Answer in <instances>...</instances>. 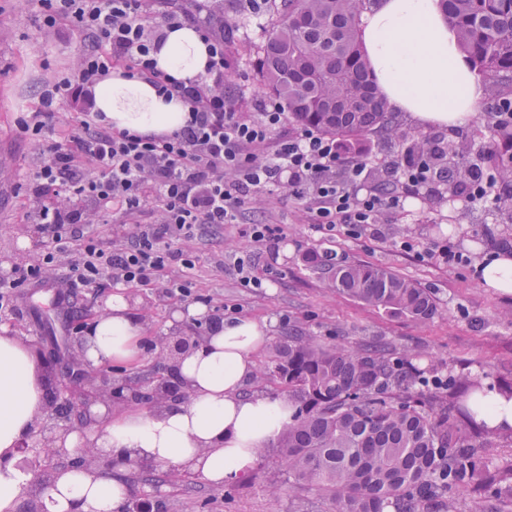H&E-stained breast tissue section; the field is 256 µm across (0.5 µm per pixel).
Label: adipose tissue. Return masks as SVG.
<instances>
[{"label": "adipose tissue", "mask_w": 512, "mask_h": 512, "mask_svg": "<svg viewBox=\"0 0 512 512\" xmlns=\"http://www.w3.org/2000/svg\"><path fill=\"white\" fill-rule=\"evenodd\" d=\"M359 38L390 108L410 113L421 125H464L480 112L483 91L442 0H377L362 13ZM153 57L158 70L181 80L205 75L209 59L204 37L189 25L167 29ZM92 105L107 126L141 134L173 133L189 113L182 101L159 97L148 80L119 70L94 87ZM476 271L486 287L512 293L511 252L489 251ZM145 334L130 294L116 289L86 331V358L95 365H137ZM267 340L265 326L251 319L215 326L176 368L189 399L157 412L97 408L98 447L118 460L146 459L217 486L234 483L294 419L290 401L242 393ZM43 407L44 387L30 346L0 327V512H17L32 480L18 467L17 450ZM129 494L122 471L89 473L74 464L59 476L46 505L49 512H123Z\"/></svg>", "instance_id": "adipose-tissue-1"}]
</instances>
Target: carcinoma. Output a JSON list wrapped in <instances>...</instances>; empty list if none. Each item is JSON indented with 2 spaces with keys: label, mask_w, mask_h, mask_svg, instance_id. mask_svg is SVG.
I'll return each mask as SVG.
<instances>
[{
  "label": "carcinoma",
  "mask_w": 512,
  "mask_h": 512,
  "mask_svg": "<svg viewBox=\"0 0 512 512\" xmlns=\"http://www.w3.org/2000/svg\"><path fill=\"white\" fill-rule=\"evenodd\" d=\"M272 2L277 25L261 48L259 76L288 123L344 142L393 135L359 40L370 0ZM445 8L473 67L495 94L512 96V0H445ZM499 136L511 147L497 154L494 169L512 198V129ZM466 166L442 168L433 179L457 187ZM329 272L338 293L363 304L422 324L438 313L429 291L385 267L331 263ZM255 382L288 391L296 415L279 440L282 464L295 486L318 491L332 512H453L448 493L462 487L512 498V481L450 421L448 396L478 397V380L443 379L381 342L350 349L296 331L274 346Z\"/></svg>",
  "instance_id": "1"
}]
</instances>
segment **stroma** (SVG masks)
Returning a JSON list of instances; mask_svg holds the SVG:
<instances>
[{
    "instance_id": "obj_1",
    "label": "stroma",
    "mask_w": 512,
    "mask_h": 512,
    "mask_svg": "<svg viewBox=\"0 0 512 512\" xmlns=\"http://www.w3.org/2000/svg\"><path fill=\"white\" fill-rule=\"evenodd\" d=\"M40 0H0V260L27 264L42 250L33 224L26 218V197L52 141L56 120L71 117L85 89L58 100L52 118L41 132L24 130L23 114L36 111L46 85L69 77L74 60L93 46L90 34L66 20L48 24ZM277 24L272 10L245 17L237 0H224L214 31L228 29L235 62L225 76L228 90L240 94L247 106L269 95L257 76L260 48ZM495 97L486 91V109L461 127L422 126L404 113H393L395 137L373 134L360 139L364 159L398 160L400 140L426 136L466 148L468 157L484 153L495 142L488 112ZM504 203H454L446 185L408 197L403 209L388 212L377 238L350 235L344 227L316 231L302 206L279 191L268 192L262 208L244 207L238 224L221 228L201 226L194 247L199 256L190 296L179 298L146 288L133 292L134 313L149 336H193L206 330L210 317H248L273 322L271 341L302 329L322 342L355 347L373 336L386 337L396 351L408 350L421 369L445 376L467 374L490 384L512 380V294L486 287L475 263L489 249L512 247V224L503 219ZM278 224L284 238L274 251L256 249L240 238L239 224ZM409 236L413 252L401 251L394 241ZM453 243L471 259L470 266L448 268L428 259L434 246ZM331 254L336 261L386 267L428 289L438 314L420 324L362 304L332 288L327 271L311 255ZM247 258L262 288L241 287L232 268L237 257ZM75 253L62 257L52 282H30L16 289L9 305L0 309V324L10 327L29 346L44 345L55 336L66 346L78 314L96 316L105 309L111 287L64 289L63 282ZM278 498H271V488ZM164 512H327L329 504L315 490L293 487L281 464L280 450L267 448L252 468L230 486L216 487L201 478L177 487L161 486L157 494Z\"/></svg>"
}]
</instances>
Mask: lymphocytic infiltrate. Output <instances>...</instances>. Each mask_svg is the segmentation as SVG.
<instances>
[{
    "label": "lymphocytic infiltrate",
    "instance_id": "lymphocytic-infiltrate-1",
    "mask_svg": "<svg viewBox=\"0 0 512 512\" xmlns=\"http://www.w3.org/2000/svg\"><path fill=\"white\" fill-rule=\"evenodd\" d=\"M42 4L48 22L73 20L97 46L75 60L70 78L45 91L40 111L28 120L33 130L42 129V113L71 85L94 86L119 66L147 78L164 100L185 102L190 112L181 130L164 135L118 131L88 111L78 123L59 124L30 199L44 250L33 263L0 273V308L16 288L47 280L49 269L73 248L80 258L69 268L70 289L97 288L106 281L129 288L166 282L186 296L194 286L192 241L198 226L237 223L242 207L260 204L267 187L300 201L318 230L342 225L359 236L373 231L386 211L402 208L407 191L428 186L433 170L444 163L440 156L427 162L412 155L388 162L392 187L382 190L371 166L348 155L335 138L312 131L278 136L286 122L279 104L244 111L224 87L226 37L202 28L209 66L199 79L186 83L157 70L152 53L163 28L190 22L187 12H165L156 24V0ZM63 190L88 202V209L54 202ZM452 197L467 204L499 200V181L484 163L470 165ZM150 209L159 212V221L142 223ZM107 216L114 226L105 243L85 227ZM129 224L139 225V232L127 235Z\"/></svg>",
    "mask_w": 512,
    "mask_h": 512
}]
</instances>
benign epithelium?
Instances as JSON below:
<instances>
[{
	"mask_svg": "<svg viewBox=\"0 0 512 512\" xmlns=\"http://www.w3.org/2000/svg\"><path fill=\"white\" fill-rule=\"evenodd\" d=\"M207 333L195 336H169L163 343V350L176 360L197 347L205 340ZM59 361L54 352H49L43 361L42 370L51 378L46 385L43 414L36 418L30 433L19 444V461L25 470L31 472L38 483V492L25 503V512H47L45 497L55 485L58 471L64 468L61 458L67 455L65 443L74 431H92L96 419L92 406L101 405L107 410L131 403L144 404L149 408H160L166 403L187 399L188 390L183 382L175 378V364L166 365L165 371L146 379L128 378L119 381L112 376V369L94 367L85 358L83 344L76 343L70 350L68 367L58 374ZM66 409L73 422L60 424V409ZM78 462L89 472L112 470L123 467L132 473L153 472L159 467L140 458L123 461L112 459L96 446L95 441L85 440ZM161 501L151 493H143L134 501H127L124 512H160Z\"/></svg>",
	"mask_w": 512,
	"mask_h": 512,
	"instance_id": "obj_1",
	"label": "benign epithelium"
}]
</instances>
